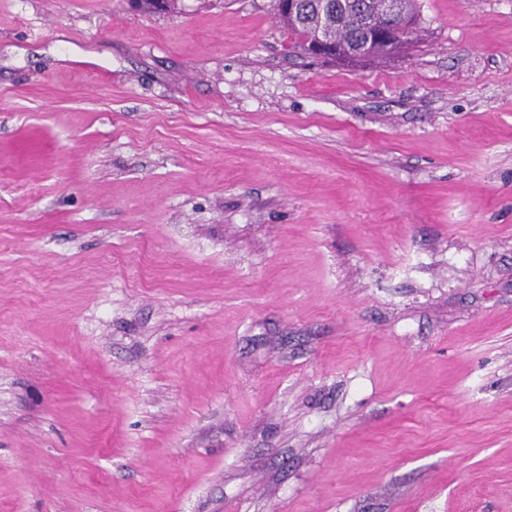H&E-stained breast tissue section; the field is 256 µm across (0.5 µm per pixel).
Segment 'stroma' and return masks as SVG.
I'll return each mask as SVG.
<instances>
[{
    "instance_id": "obj_1",
    "label": "stroma",
    "mask_w": 512,
    "mask_h": 512,
    "mask_svg": "<svg viewBox=\"0 0 512 512\" xmlns=\"http://www.w3.org/2000/svg\"><path fill=\"white\" fill-rule=\"evenodd\" d=\"M419 3L0 0V512H512V0ZM276 1L280 0H273L274 14L279 24L294 36L296 43L305 53L306 45L316 37L320 24L327 18L331 20L336 30V39L344 54L352 51L354 46L360 45L364 40L367 26V46L371 41L378 42L390 51L399 50L411 40L416 28L415 21L403 12L400 0H385L379 22H376L380 18L376 10L377 0H355L353 5H365L366 9L362 10L358 6L347 12L342 10V3L339 0H300L299 6L297 0H288L287 11H284L282 5ZM325 2H333L334 9L328 10L324 6ZM297 7L296 17L288 16L294 14ZM371 19L376 21L369 24L368 21ZM339 47L336 44L335 49L329 41L319 36L312 42L309 54L330 59L335 57L336 53V59L331 60L341 61L343 57Z\"/></svg>"
}]
</instances>
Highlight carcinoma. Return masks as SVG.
<instances>
[{
    "mask_svg": "<svg viewBox=\"0 0 512 512\" xmlns=\"http://www.w3.org/2000/svg\"><path fill=\"white\" fill-rule=\"evenodd\" d=\"M377 0H354L356 7L344 11L341 0H300L296 17L284 11L282 5L273 4L274 14L281 27L294 36L301 50L316 37L321 23L331 20L342 53L347 54L365 37L369 20H379ZM136 8L145 13L166 10L176 0H135Z\"/></svg>",
    "mask_w": 512,
    "mask_h": 512,
    "instance_id": "1",
    "label": "carcinoma"
}]
</instances>
